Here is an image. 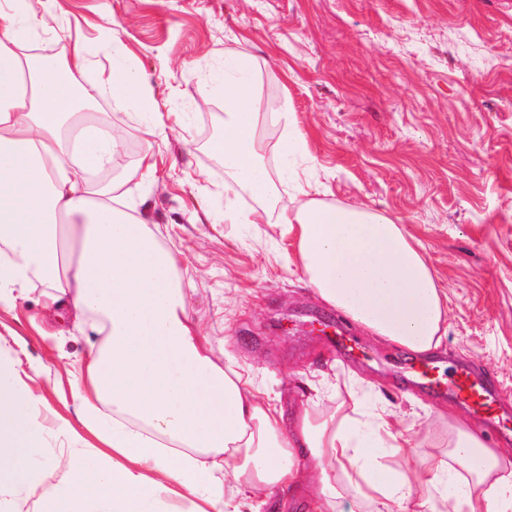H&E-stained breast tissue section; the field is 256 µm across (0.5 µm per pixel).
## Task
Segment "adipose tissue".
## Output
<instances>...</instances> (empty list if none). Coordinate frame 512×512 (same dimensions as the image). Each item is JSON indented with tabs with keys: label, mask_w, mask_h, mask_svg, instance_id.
I'll use <instances>...</instances> for the list:
<instances>
[{
	"label": "adipose tissue",
	"mask_w": 512,
	"mask_h": 512,
	"mask_svg": "<svg viewBox=\"0 0 512 512\" xmlns=\"http://www.w3.org/2000/svg\"><path fill=\"white\" fill-rule=\"evenodd\" d=\"M31 0H0V295L50 288L55 308L87 318L98 336L79 370L81 424L100 436L97 463L72 427L69 463L34 468L37 405L0 381V490L23 486L36 512H258L265 498L310 486L311 512H512V457L465 422L448 426L437 463L402 465L412 428L368 384L354 412L292 419L217 365L186 307L177 258L132 211L119 180L99 181L123 149L83 103L111 97L133 119L156 113L154 90L121 42L111 71L72 40L39 65L30 43L49 33ZM90 75L87 84L78 81ZM255 65L226 56L210 84L222 91L227 224H275L296 242L306 284L370 335L421 354L446 334V296L406 225L365 205L311 198L273 204L275 183L258 147ZM249 195L254 207L238 205ZM399 456L385 461L383 449Z\"/></svg>",
	"instance_id": "obj_1"
}]
</instances>
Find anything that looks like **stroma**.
Segmentation results:
<instances>
[{
    "label": "stroma",
    "mask_w": 512,
    "mask_h": 512,
    "mask_svg": "<svg viewBox=\"0 0 512 512\" xmlns=\"http://www.w3.org/2000/svg\"><path fill=\"white\" fill-rule=\"evenodd\" d=\"M48 22L55 35L36 53L58 57L73 35L96 46L110 23L154 88L170 131L155 144L150 180L136 170L143 123L106 98L88 117L123 130L112 170L126 175L130 197L175 252L188 313L217 364L231 362L287 415L325 381L331 389L316 412L350 411L354 378L371 380L412 425L424 464L439 458L451 414L512 453V426L415 384L409 371L420 355L346 326L323 304L278 226L215 223L224 168L201 140L224 113L205 70L222 67L228 51L252 56L260 112L294 113L306 140L307 192L410 225L448 295V333L427 357L446 373L490 376L512 419V0H57ZM283 135L261 121L276 193L298 202L281 176ZM45 294L35 281L25 297L0 303V376L50 409L32 457L63 465L53 419L80 428L73 363L95 337L46 309ZM329 322L345 325L349 354L318 335Z\"/></svg>",
    "instance_id": "1"
}]
</instances>
